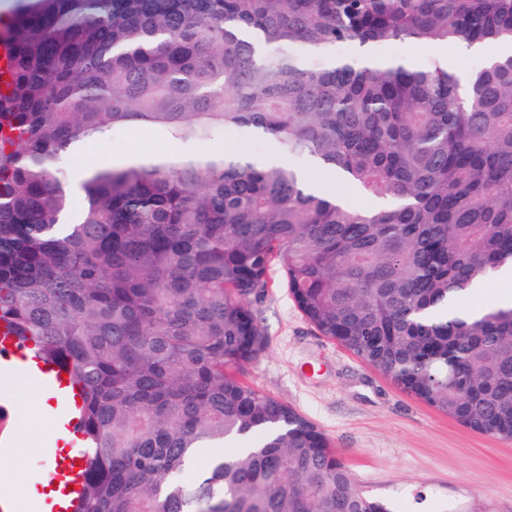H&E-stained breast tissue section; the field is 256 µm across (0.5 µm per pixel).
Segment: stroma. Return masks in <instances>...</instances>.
Here are the masks:
<instances>
[{
	"instance_id": "stroma-1",
	"label": "stroma",
	"mask_w": 512,
	"mask_h": 512,
	"mask_svg": "<svg viewBox=\"0 0 512 512\" xmlns=\"http://www.w3.org/2000/svg\"><path fill=\"white\" fill-rule=\"evenodd\" d=\"M383 57L419 63L448 59L468 73L480 57L447 46L398 42ZM172 142L145 127H131L83 143L66 167H93L103 158L148 157L173 152ZM268 286L249 305L264 333L256 360L239 372L243 383L285 403L314 422L359 487L387 502L392 512H512V440L473 431L403 391L335 340L323 336L298 309L280 263ZM51 416L22 431V469L37 482L53 434Z\"/></svg>"
}]
</instances>
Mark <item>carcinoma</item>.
<instances>
[{
    "label": "carcinoma",
    "instance_id": "1",
    "mask_svg": "<svg viewBox=\"0 0 512 512\" xmlns=\"http://www.w3.org/2000/svg\"><path fill=\"white\" fill-rule=\"evenodd\" d=\"M393 41L512 43V0H22L0 15V323L81 387L75 512H390L316 424L232 374L262 348L249 299L276 260L322 335L512 439V305L468 303L512 266V55L467 75L375 60ZM134 125L201 150L63 169ZM228 134L267 155L216 146ZM347 188L385 203L336 202Z\"/></svg>",
    "mask_w": 512,
    "mask_h": 512
}]
</instances>
